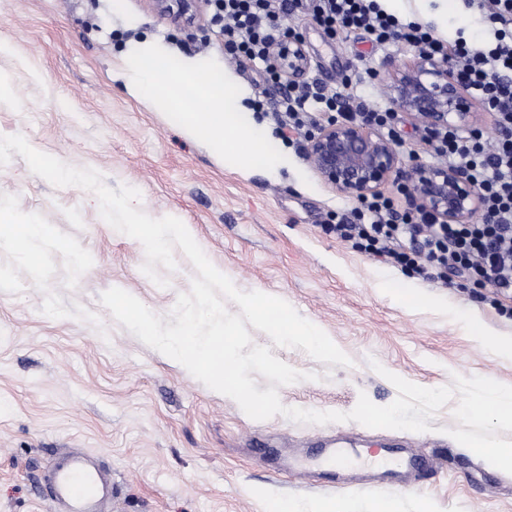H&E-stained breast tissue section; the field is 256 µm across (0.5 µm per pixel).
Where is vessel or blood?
<instances>
[{"label": "vessel or blood", "instance_id": "obj_1", "mask_svg": "<svg viewBox=\"0 0 512 512\" xmlns=\"http://www.w3.org/2000/svg\"><path fill=\"white\" fill-rule=\"evenodd\" d=\"M109 491L107 475L93 456L73 451L53 473L50 501L53 512H95L100 494Z\"/></svg>", "mask_w": 512, "mask_h": 512}]
</instances>
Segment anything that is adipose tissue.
<instances>
[{"instance_id": "ef3b65f1", "label": "adipose tissue", "mask_w": 512, "mask_h": 512, "mask_svg": "<svg viewBox=\"0 0 512 512\" xmlns=\"http://www.w3.org/2000/svg\"><path fill=\"white\" fill-rule=\"evenodd\" d=\"M128 67L137 93L157 100L196 139L214 144L242 166L259 161L268 168L278 165V158L268 150L266 138L238 112L239 93L217 66L192 61L172 66L166 48L149 42L131 49ZM0 236L11 239L29 256L36 246L54 242L46 225L19 222L2 204Z\"/></svg>"}]
</instances>
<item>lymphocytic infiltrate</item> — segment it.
I'll use <instances>...</instances> for the list:
<instances>
[{"mask_svg": "<svg viewBox=\"0 0 512 512\" xmlns=\"http://www.w3.org/2000/svg\"><path fill=\"white\" fill-rule=\"evenodd\" d=\"M494 34L490 46L448 43L416 22H402L377 0H210V23L224 48L249 60L264 79L274 73L267 61L285 35L289 19L311 18L328 36L359 33L375 44L405 42L447 62L456 78L495 116L497 136L481 129L438 130L439 163L463 170L477 189L481 219L439 224L428 214L398 211L391 197L363 200L355 224L336 227L339 237L372 257L400 265L428 280L456 274L462 287L487 288L512 297V0H472ZM345 110L347 118L378 127L394 143L401 135L392 109L364 108L354 98L310 84L290 87L270 114L290 141L316 123L319 114Z\"/></svg>", "mask_w": 512, "mask_h": 512, "instance_id": "lymphocytic-infiltrate-1", "label": "lymphocytic infiltrate"}]
</instances>
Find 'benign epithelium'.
Wrapping results in <instances>:
<instances>
[{"label": "benign epithelium", "mask_w": 512, "mask_h": 512, "mask_svg": "<svg viewBox=\"0 0 512 512\" xmlns=\"http://www.w3.org/2000/svg\"><path fill=\"white\" fill-rule=\"evenodd\" d=\"M154 8L187 24L194 23L200 0H152ZM272 62L285 82L307 75L311 61L301 37L287 32L272 50ZM391 104L425 131L470 123L472 103L466 88L448 64L420 49L412 62L389 74ZM314 172L332 188L365 199L379 194L393 178L408 175L416 206L439 224H461L480 208L479 194L467 176L455 168L416 165L405 170L401 154L377 128L347 120L317 127L306 144Z\"/></svg>", "instance_id": "obj_1"}]
</instances>
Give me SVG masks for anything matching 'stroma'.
Listing matches in <instances>:
<instances>
[{"mask_svg":"<svg viewBox=\"0 0 512 512\" xmlns=\"http://www.w3.org/2000/svg\"><path fill=\"white\" fill-rule=\"evenodd\" d=\"M112 3L0 0V135H23L38 151L96 169L111 188L138 189L140 209L179 218L237 288L280 297L315 321L352 366L315 361L251 332L292 368L319 375L279 387L285 406L347 412L362 393L386 406L397 396L392 373L427 388L449 385L456 374L512 385V355L469 328L481 322L512 338V315L492 306L485 290L460 287L453 275L428 281L337 237L335 222L356 223L358 199L319 179L304 144H287L264 111L251 109L257 100L272 106L281 84L231 59L206 15L187 25L150 0H123L117 10ZM381 7L434 24L448 41L487 37L462 0H382ZM292 25L311 60L307 82L331 91L350 75L368 107L389 104V72L413 58L402 42L330 40L312 21ZM144 40L177 59L219 64L244 93L247 120L278 155L277 169L236 165L135 94L127 54ZM398 128L406 164L431 165L433 146L412 117L399 113ZM0 201L51 227L56 240L31 260L0 242V512H50L46 480L75 448L110 473L112 512H269L274 500L299 512L322 498L358 500L359 480L323 474L315 456L322 443L354 454L361 470L376 466L361 457L364 448L396 464L415 458L410 477L375 483L376 495L396 500L399 512H512V474L451 437L452 405L426 432L251 419L116 323L100 302L119 287L171 324L195 275L182 250L168 286L156 285L141 270L142 244L103 221L92 193L54 187L17 153L0 167ZM374 360L381 371L371 368Z\"/></svg>","mask_w":512,"mask_h":512,"instance_id":"stroma-1","label":"stroma"}]
</instances>
